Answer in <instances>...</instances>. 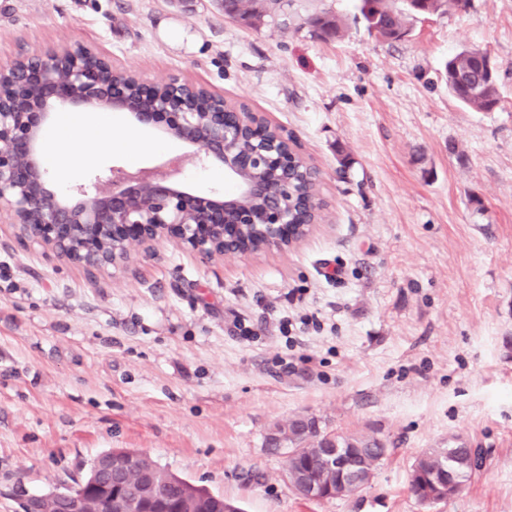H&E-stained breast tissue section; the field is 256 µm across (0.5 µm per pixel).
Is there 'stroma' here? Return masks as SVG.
I'll return each mask as SVG.
<instances>
[{
    "mask_svg": "<svg viewBox=\"0 0 512 512\" xmlns=\"http://www.w3.org/2000/svg\"><path fill=\"white\" fill-rule=\"evenodd\" d=\"M322 9L343 36L301 28ZM354 15V0H291L287 20L252 29L221 0H0L1 62L80 43L147 81L245 102L294 137L325 203L287 251L205 261L165 240L95 279L0 223V512L115 448L242 512H512V0H469L394 43ZM465 47L495 62L493 111L448 92L444 64ZM157 137L119 115L112 150L58 143L79 165L51 182L90 189L111 166L188 151L145 147ZM297 417L383 443L370 484L298 495L287 449L268 444ZM460 444L483 471L420 502L416 459Z\"/></svg>",
    "mask_w": 512,
    "mask_h": 512,
    "instance_id": "1",
    "label": "stroma"
}]
</instances>
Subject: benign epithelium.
I'll return each instance as SVG.
<instances>
[{"label": "benign epithelium", "mask_w": 512, "mask_h": 512, "mask_svg": "<svg viewBox=\"0 0 512 512\" xmlns=\"http://www.w3.org/2000/svg\"><path fill=\"white\" fill-rule=\"evenodd\" d=\"M142 104L130 99L126 72L112 59L86 45H62L24 52L0 64V215L14 225L19 242L43 247L55 258L80 265L92 278L125 265L129 247L149 250L174 238L202 259L227 253H252L240 228L260 224L269 248L285 250L302 225L288 207L292 186L284 176L265 178L271 169L286 171L298 148L256 112H243L224 96L188 79L172 76L149 84L136 78ZM125 112L137 125L154 126L163 135L191 147L164 169L111 170L90 194L83 188L63 194L49 187L41 136L56 117V106ZM221 165L234 182L222 199L194 193L172 181L190 160ZM313 430L321 438L322 456L336 470V482L362 490L370 477L353 463V449L336 447V437ZM140 452L114 449L99 455L79 483L41 495L23 496V512H89L91 500L111 503L123 498L128 512H155L139 503L129 489L116 492L113 478L127 472ZM303 496L327 500L333 488L296 483ZM447 468L428 477L420 500L434 503L463 489Z\"/></svg>", "instance_id": "7a95c632"}]
</instances>
